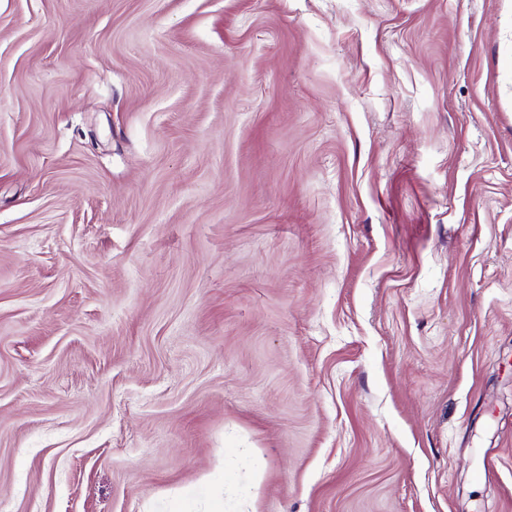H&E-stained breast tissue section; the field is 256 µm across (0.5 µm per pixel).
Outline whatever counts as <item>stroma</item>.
Wrapping results in <instances>:
<instances>
[{
	"instance_id": "35a3bbf8",
	"label": "stroma",
	"mask_w": 512,
	"mask_h": 512,
	"mask_svg": "<svg viewBox=\"0 0 512 512\" xmlns=\"http://www.w3.org/2000/svg\"><path fill=\"white\" fill-rule=\"evenodd\" d=\"M0 512H512V0H0Z\"/></svg>"
}]
</instances>
